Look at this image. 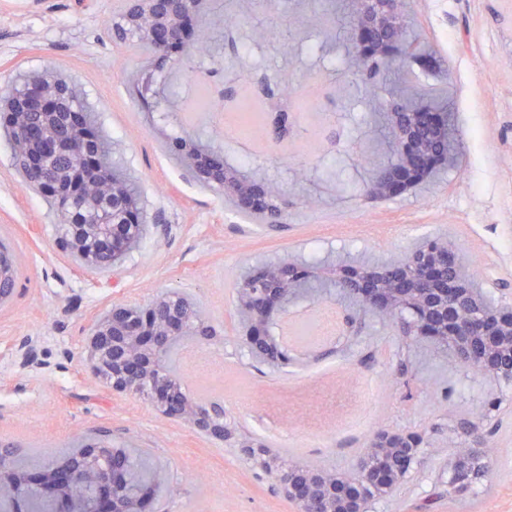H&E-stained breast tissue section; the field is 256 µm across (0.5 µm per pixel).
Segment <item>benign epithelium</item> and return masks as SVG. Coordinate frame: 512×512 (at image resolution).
Instances as JSON below:
<instances>
[{
	"label": "benign epithelium",
	"instance_id": "1",
	"mask_svg": "<svg viewBox=\"0 0 512 512\" xmlns=\"http://www.w3.org/2000/svg\"><path fill=\"white\" fill-rule=\"evenodd\" d=\"M356 27L362 70L371 62L406 58L411 46L401 35L407 0H358ZM210 0H123L113 39L140 35L158 61L174 54L202 55L208 47L200 28ZM76 85L52 73L29 77L20 88L0 92V127L10 133L13 165L26 186L52 197L83 202L91 218L69 224L60 246L88 271L117 270L148 230L139 197L128 189L127 176L109 166L99 134L74 107ZM391 132L395 162L377 171L365 196L371 201L394 197L448 163L446 114L423 103L394 107ZM180 164L208 187L232 199L239 210L279 224L288 201L268 182L245 176L224 164V157L187 132L176 141ZM468 258L442 239L431 240L407 264L384 268L339 267L332 280L360 298L371 311H398L404 337L426 338L451 346L459 362L479 376L512 379V309L490 303L462 277ZM301 267L286 260L262 264L236 284L235 319L244 344L255 356L274 363L288 353L272 336L271 324L308 280ZM15 260L0 261V306L15 291ZM203 343L216 336L206 314L188 297L160 291L146 304L124 301L98 316L88 339L91 368L112 392L139 395L171 421L224 442L261 466L277 481L293 512H372L374 501L388 497L419 457L420 436L373 431L368 448L349 473L328 471L314 463L286 467L256 437L238 430L224 404H203L187 395L161 371L163 354L179 336ZM484 415L475 410L463 419L466 439L448 456L451 487L468 490L481 480L496 457V442L482 431ZM97 473L88 505L81 512H147L148 485L131 495L130 476L122 458L105 441L90 442L66 473L19 472L0 464V490L27 498L31 487L52 512H71L69 497L81 488L74 477Z\"/></svg>",
	"mask_w": 512,
	"mask_h": 512
}]
</instances>
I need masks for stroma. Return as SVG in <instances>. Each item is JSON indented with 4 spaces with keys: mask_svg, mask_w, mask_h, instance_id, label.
Wrapping results in <instances>:
<instances>
[{
    "mask_svg": "<svg viewBox=\"0 0 512 512\" xmlns=\"http://www.w3.org/2000/svg\"><path fill=\"white\" fill-rule=\"evenodd\" d=\"M118 15V0H0V85L42 70L71 78L151 223L120 270L78 268L58 245L56 213L20 184L0 137V238L17 265L14 297L0 307V440L17 463L44 469L74 437H105L160 472L163 512H290L273 477L238 449L91 372L99 312L178 289L219 333L203 349L219 368L186 372L190 391L223 402L282 463L347 472L375 427L416 432L426 441L418 463L375 512H512V380L473 375L450 349L403 339L396 321L358 311L327 277L440 236L469 256L475 287L512 304V0H410L403 22L414 55L374 77L356 65L355 0H212L208 53L154 66L138 37L113 40ZM419 101L448 115L447 167L366 202L375 165L394 159L392 105ZM209 102L216 109L195 123L196 136L287 197L282 223L248 219L167 151ZM283 258L319 287L289 313L327 307L354 314V329L310 355L289 344L287 364L261 363L238 338L234 283ZM476 408L498 450L485 480L459 493L448 452Z\"/></svg>",
    "mask_w": 512,
    "mask_h": 512,
    "instance_id": "stroma-1",
    "label": "stroma"
}]
</instances>
